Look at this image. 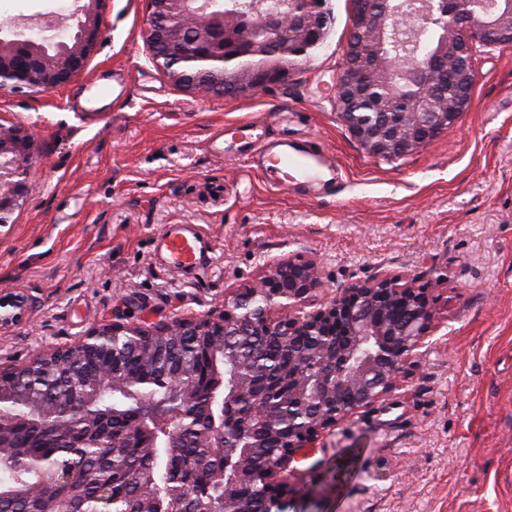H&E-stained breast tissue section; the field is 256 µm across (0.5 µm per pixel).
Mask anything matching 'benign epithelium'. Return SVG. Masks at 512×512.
I'll use <instances>...</instances> for the list:
<instances>
[{
    "label": "benign epithelium",
    "instance_id": "1",
    "mask_svg": "<svg viewBox=\"0 0 512 512\" xmlns=\"http://www.w3.org/2000/svg\"><path fill=\"white\" fill-rule=\"evenodd\" d=\"M272 9L251 2L252 34L241 37L228 25L229 16L213 9L214 0H149L143 29L153 62L174 77L177 84L205 94L255 92L285 81L288 65L302 55L296 50L291 17L297 4ZM103 0H74L70 19L77 22L70 33L45 34L35 39L15 26L0 36V90L7 88H54L64 85L79 71L93 51L99 34ZM445 32L435 55L422 63L412 55L387 54L380 59L389 74L417 79L425 87L410 99L409 110L389 123H359L350 119L355 92L363 83L356 46L348 42L344 62L336 78L338 114L363 148L377 157L407 155L421 144L454 126L468 108L470 87L476 82L471 62L473 46L512 45V0H444ZM433 2L425 0L417 11L397 8L374 20V26L393 39L413 24L425 27ZM177 17L193 30L201 52L194 58L174 54L182 35L167 24ZM461 88L444 106L439 87L443 72ZM33 134L21 127L0 131V215L12 213L26 197L33 172ZM322 287L319 265L304 261L277 260L254 285L238 289L213 317L178 318L132 325L114 319L88 331L77 342L81 352L95 357L107 351L112 339L131 335L160 348L173 336H212L224 339L223 357L218 350L206 352L208 384L201 395L208 398L210 424L202 431L213 455L224 459V512H249L251 490L263 488V512H286L289 505L288 470L305 448H314L321 437L346 420L381 401L415 366L418 350L430 337L434 310L415 279L379 272L364 281L336 289V297L311 312ZM28 309L27 298L17 292L0 293V329L19 323ZM258 336H273L281 344L278 378L257 368L232 366L242 349ZM94 391H85L39 415L50 425L71 416H83L100 426L102 415L90 411ZM288 406V427H280V409ZM168 442L176 447L181 426L168 415ZM143 414L136 435L153 440L162 423ZM47 506L42 512H73L69 502L45 488Z\"/></svg>",
    "mask_w": 512,
    "mask_h": 512
}]
</instances>
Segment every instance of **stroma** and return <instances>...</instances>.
Segmentation results:
<instances>
[{
    "instance_id": "obj_1",
    "label": "stroma",
    "mask_w": 512,
    "mask_h": 512,
    "mask_svg": "<svg viewBox=\"0 0 512 512\" xmlns=\"http://www.w3.org/2000/svg\"><path fill=\"white\" fill-rule=\"evenodd\" d=\"M327 6L324 43L252 96L193 93L149 63L148 0H107L96 50L69 83L0 91V126L37 140L28 194L0 224V291L29 298L0 330V368L118 316L218 313L273 259L317 260L321 302L378 271L415 276L435 301L430 344L399 389L292 464L288 512H512V45L475 62L456 125L389 161L333 109L354 4ZM116 70L125 94L98 104L92 84ZM243 121L324 146L336 183L316 199L273 191L214 157L211 135ZM166 224L214 236L212 264L164 269L152 248Z\"/></svg>"
}]
</instances>
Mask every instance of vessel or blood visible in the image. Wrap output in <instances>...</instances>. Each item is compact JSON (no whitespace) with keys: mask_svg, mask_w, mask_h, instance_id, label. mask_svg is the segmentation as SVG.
Segmentation results:
<instances>
[{"mask_svg":"<svg viewBox=\"0 0 512 512\" xmlns=\"http://www.w3.org/2000/svg\"><path fill=\"white\" fill-rule=\"evenodd\" d=\"M208 148L216 157L231 155L259 171L276 191L301 186L315 196L337 175L335 159L322 147L306 139L269 137L264 125L255 122L227 125L212 136ZM153 251L161 265L189 274L211 261L214 243L200 225L167 224L157 234Z\"/></svg>","mask_w":512,"mask_h":512,"instance_id":"1","label":"vessel or blood"}]
</instances>
